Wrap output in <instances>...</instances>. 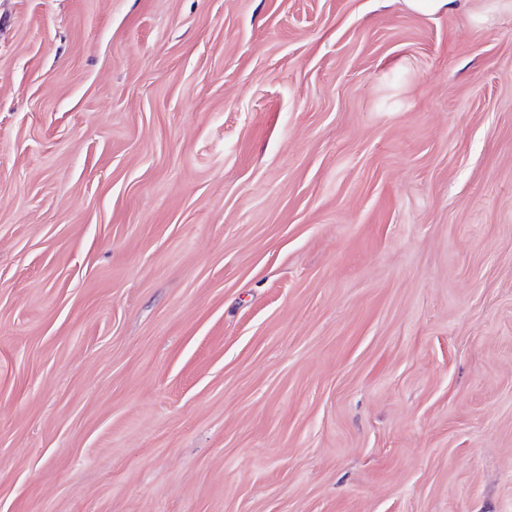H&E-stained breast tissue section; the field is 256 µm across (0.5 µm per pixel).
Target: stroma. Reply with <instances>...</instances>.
Listing matches in <instances>:
<instances>
[{"label": "stroma", "instance_id": "obj_1", "mask_svg": "<svg viewBox=\"0 0 512 512\" xmlns=\"http://www.w3.org/2000/svg\"><path fill=\"white\" fill-rule=\"evenodd\" d=\"M0 0V512H512V14Z\"/></svg>", "mask_w": 512, "mask_h": 512}]
</instances>
